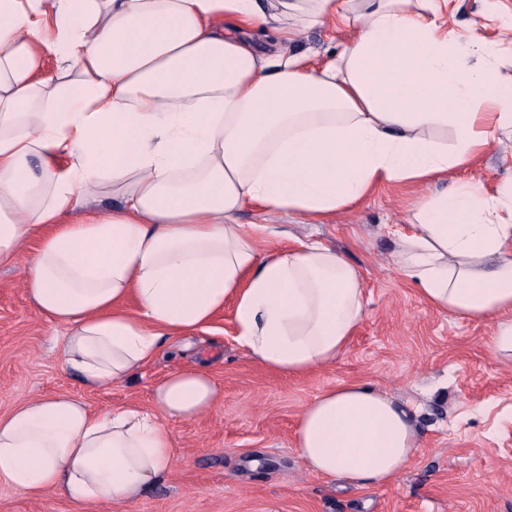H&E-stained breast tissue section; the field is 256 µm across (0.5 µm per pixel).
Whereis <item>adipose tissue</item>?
Wrapping results in <instances>:
<instances>
[{
	"mask_svg": "<svg viewBox=\"0 0 512 512\" xmlns=\"http://www.w3.org/2000/svg\"><path fill=\"white\" fill-rule=\"evenodd\" d=\"M441 2L0 0V266L40 235L25 288L63 329V369L131 381L228 300L237 342L266 369L335 362L365 316L362 273L318 241L269 247L274 228L238 215L319 224L512 135L498 68L512 16L496 38L462 40ZM326 25L349 32L335 52L297 50ZM108 195L109 214L90 210ZM393 261L430 308L491 324L493 354L512 355V186L422 196ZM218 400L202 366L158 380L149 411L21 402L0 414V483L79 506L134 499L171 467L169 420ZM419 446L411 412L360 383L321 390L294 435L311 474L357 487L393 483Z\"/></svg>",
	"mask_w": 512,
	"mask_h": 512,
	"instance_id": "obj_1",
	"label": "adipose tissue"
}]
</instances>
